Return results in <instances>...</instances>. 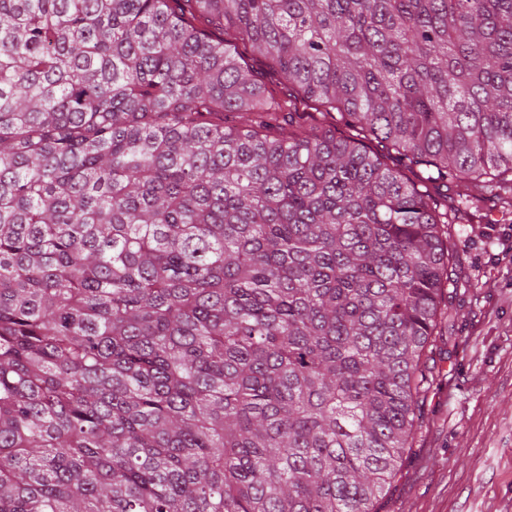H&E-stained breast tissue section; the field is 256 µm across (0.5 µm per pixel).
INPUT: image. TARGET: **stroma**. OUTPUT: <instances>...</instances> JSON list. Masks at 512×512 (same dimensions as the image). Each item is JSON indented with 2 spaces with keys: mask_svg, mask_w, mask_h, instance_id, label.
<instances>
[{
  "mask_svg": "<svg viewBox=\"0 0 512 512\" xmlns=\"http://www.w3.org/2000/svg\"><path fill=\"white\" fill-rule=\"evenodd\" d=\"M452 232L447 352L383 512H512V219Z\"/></svg>",
  "mask_w": 512,
  "mask_h": 512,
  "instance_id": "stroma-1",
  "label": "stroma"
}]
</instances>
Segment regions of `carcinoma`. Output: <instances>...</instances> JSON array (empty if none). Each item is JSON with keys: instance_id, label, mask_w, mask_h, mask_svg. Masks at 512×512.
<instances>
[{"instance_id": "carcinoma-1", "label": "carcinoma", "mask_w": 512, "mask_h": 512, "mask_svg": "<svg viewBox=\"0 0 512 512\" xmlns=\"http://www.w3.org/2000/svg\"><path fill=\"white\" fill-rule=\"evenodd\" d=\"M466 197L512 0H0V512H381Z\"/></svg>"}]
</instances>
